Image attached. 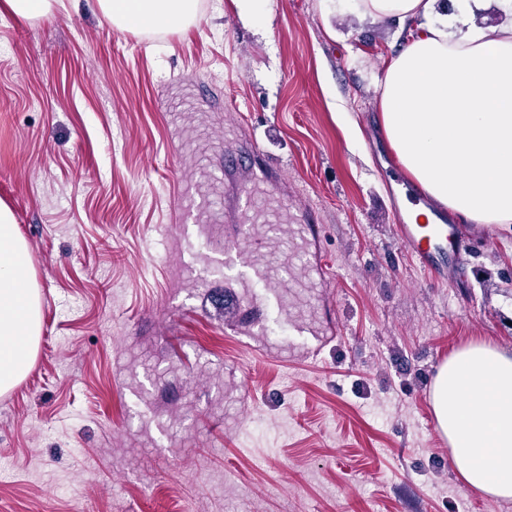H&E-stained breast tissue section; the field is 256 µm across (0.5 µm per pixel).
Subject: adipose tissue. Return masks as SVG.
<instances>
[{
    "mask_svg": "<svg viewBox=\"0 0 512 512\" xmlns=\"http://www.w3.org/2000/svg\"><path fill=\"white\" fill-rule=\"evenodd\" d=\"M114 25H177L194 0H96ZM378 19L407 24L385 62L378 128L427 195L472 224L512 222V25L461 35L429 24L432 0H356ZM26 246L0 206V392L27 372L39 304ZM433 408L457 475L473 490L512 498V353L477 344L433 385Z\"/></svg>",
    "mask_w": 512,
    "mask_h": 512,
    "instance_id": "ef3b65f1",
    "label": "adipose tissue"
}]
</instances>
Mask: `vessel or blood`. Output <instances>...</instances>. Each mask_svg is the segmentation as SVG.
Instances as JSON below:
<instances>
[{"label":"vessel or blood","instance_id":"b4317fda","mask_svg":"<svg viewBox=\"0 0 512 512\" xmlns=\"http://www.w3.org/2000/svg\"><path fill=\"white\" fill-rule=\"evenodd\" d=\"M241 220L236 234L225 236L222 252L224 270H238L235 294L224 310L231 325L243 322L242 294L253 286H261L265 303L284 315L290 334L309 330L311 317L298 314L297 306L310 305V288L316 282L310 267H303L294 277L284 275L286 258L292 254L308 255L313 227L294 221L287 198L254 186L242 196ZM400 244L423 268L446 270L452 227L445 214L435 215L427 224H401L397 227Z\"/></svg>","mask_w":512,"mask_h":512}]
</instances>
